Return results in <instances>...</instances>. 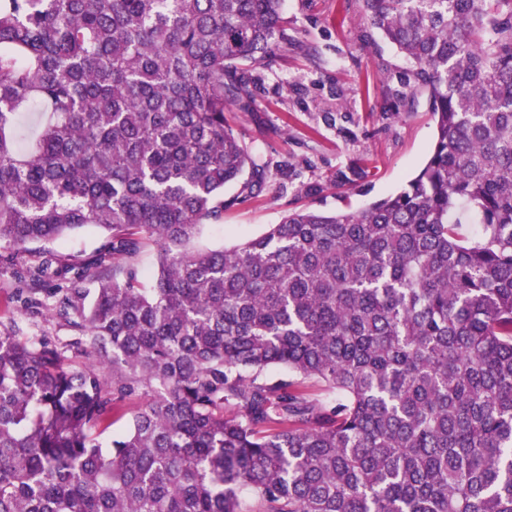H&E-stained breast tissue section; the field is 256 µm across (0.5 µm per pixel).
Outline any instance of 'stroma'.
<instances>
[{
    "label": "stroma",
    "instance_id": "obj_1",
    "mask_svg": "<svg viewBox=\"0 0 512 512\" xmlns=\"http://www.w3.org/2000/svg\"><path fill=\"white\" fill-rule=\"evenodd\" d=\"M288 34L254 70L253 105L228 119L266 163L261 192L224 191L235 203L205 221L193 247L221 249L260 235L295 209H358L397 191L417 173L434 143L424 96H415L406 62L360 13L356 0H285ZM106 240L89 227L63 240L33 245L36 262L48 249L90 257ZM0 323L56 343L76 331L50 307L28 305L12 267L0 264Z\"/></svg>",
    "mask_w": 512,
    "mask_h": 512
}]
</instances>
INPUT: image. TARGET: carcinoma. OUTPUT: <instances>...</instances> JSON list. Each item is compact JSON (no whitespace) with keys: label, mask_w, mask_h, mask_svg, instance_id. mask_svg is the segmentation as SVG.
I'll return each instance as SVG.
<instances>
[{"label":"carcinoma","mask_w":512,"mask_h":512,"mask_svg":"<svg viewBox=\"0 0 512 512\" xmlns=\"http://www.w3.org/2000/svg\"><path fill=\"white\" fill-rule=\"evenodd\" d=\"M282 5L0 0V246L107 234L17 281L65 285L71 346L112 369L0 333V512H512V0H357L427 96L426 163L194 250L226 187L265 183L225 112Z\"/></svg>","instance_id":"cac0c4a2"}]
</instances>
